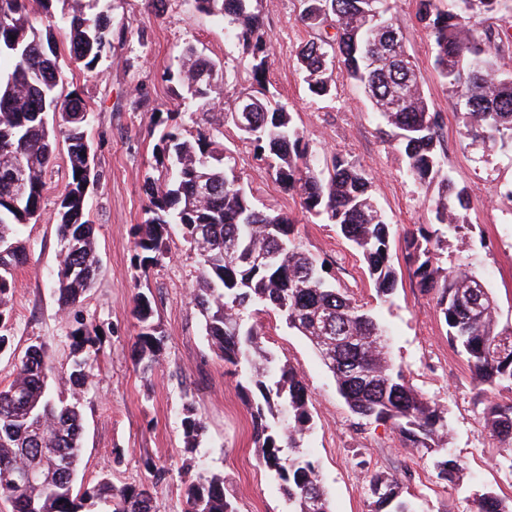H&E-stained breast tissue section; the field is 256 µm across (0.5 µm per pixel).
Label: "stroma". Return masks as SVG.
Here are the masks:
<instances>
[{"label": "stroma", "mask_w": 512, "mask_h": 512, "mask_svg": "<svg viewBox=\"0 0 512 512\" xmlns=\"http://www.w3.org/2000/svg\"><path fill=\"white\" fill-rule=\"evenodd\" d=\"M396 18L420 76L429 108L441 124V158L449 175L467 186L471 205L472 269L493 289L502 323H512V149L489 151L463 135L461 116L434 69V45L416 18V0H396ZM270 34L269 89L287 103L309 146L323 163L340 153L372 177L374 195L400 236L393 253L399 275L396 292L380 301L360 255L335 225L306 214L298 196L277 182L250 142L224 121L223 108L194 103L170 81L186 45L214 60L223 99L251 85V67L224 36V20L197 12L191 0H111L112 52L91 69L64 65L65 90L78 91L93 109L88 138L96 155V177L87 194L94 225L99 271L85 298L62 311L52 286L61 244L52 217L69 180L65 146L46 175L41 217L26 224L20 238L25 260L14 273L9 317L0 332L13 350L0 356V388L12 381L26 349L43 345L55 376L71 361L70 334L76 321L95 327L99 353L90 388L82 393L83 453L79 478L108 475L115 485L152 487V512H183L192 473L218 475L238 512H290L277 480L258 461L250 411L237 384L240 376L208 342L191 293L199 280L197 256L172 230L162 262L140 268L134 241L146 219L145 186L163 183L156 146L169 131L191 141L206 136L224 149V160L255 204L290 215L295 234L337 288L371 309L385 326L393 359L413 385L439 403L452 430L449 452L464 470L454 482L439 479L433 454L406 447L391 423L355 416L336 391L332 376L311 343L288 329L276 314L254 315L267 347L294 365L310 396L313 423L303 444L319 467L332 512H370L367 473L398 476L405 497L422 512H474L475 499L492 490L512 500V471L500 462V444L484 427L490 403L512 393L486 390L465 358L450 344L433 295L421 292L405 262L402 231L435 229V189L415 182L394 142L384 137L363 89L334 70L332 95L311 94L297 62L309 38L299 22V0H262ZM151 297L154 322L165 337L160 364L144 376L133 346L139 331L133 315L138 293ZM193 406L205 431L193 455L184 451L181 417Z\"/></svg>", "instance_id": "stroma-1"}]
</instances>
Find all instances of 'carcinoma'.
<instances>
[{
    "label": "carcinoma",
    "instance_id": "carcinoma-1",
    "mask_svg": "<svg viewBox=\"0 0 512 512\" xmlns=\"http://www.w3.org/2000/svg\"><path fill=\"white\" fill-rule=\"evenodd\" d=\"M55 0H0V172L23 164L30 185L25 197L8 201L10 183L0 178V240L16 245L0 257V322L8 316L7 298L14 271L24 260L19 246L22 227L41 217L46 175L55 144L67 145L70 181L55 216L63 243L53 278L62 309L81 301L98 270L94 226L87 219L86 196L73 194L76 179H88L85 150L91 147L87 127L92 109L80 94H65L53 30L62 24L69 34V59L93 68L112 50L114 32L110 0H91L93 11L77 7L56 14ZM197 11L224 17L229 41L251 58L254 86L247 92L261 103L253 132L240 135L254 144L276 181L295 192L302 209L334 224L357 248L377 295L385 299L398 285L392 246L397 234L375 204L372 181L361 166L341 154L319 166L288 105L266 88L271 60L267 27L258 0H193ZM299 20L313 31L300 48L298 62L311 93H333V65L359 84L378 117L391 128L409 174L422 185L437 188L436 218L440 228L406 237V260L418 288L434 295L448 341L467 361L478 382L491 390H512V324L503 325L497 299L470 268V225L460 222L470 197L444 171L438 150L439 122L429 109L420 77L411 68L385 56L398 45L407 53L404 34L395 22L393 0H383L382 25L365 27L369 0H300ZM511 12L508 0H417L416 17L433 37L434 68L465 118L464 134L488 148L512 147V43L472 19ZM170 79L194 100L221 95L216 65L186 48L182 67ZM414 90L398 108L387 110V98L407 86ZM157 164L168 184H147L148 218L135 247L144 261L157 264L168 254L171 225L196 251L200 266L192 301L204 320L208 341L224 363L241 372L238 388L251 410L254 444L267 471L281 483L293 512H332L317 467L306 458L301 441L312 413L299 372L277 362L249 323V311L277 312L288 328L305 336L316 351L327 343L333 353L325 364L337 391L353 414L364 420L390 422L409 448L442 454L438 477L452 482L464 462L448 452V421L439 404L424 397L395 364L388 344L377 343L385 330L374 314L352 301L322 275L323 268L294 235V220L284 213L258 208L235 176L224 167L216 143L194 142L169 133L161 139ZM204 176L211 192L200 196L196 179ZM452 235L458 242L457 263L440 266ZM266 251L274 255L267 269L253 270L238 254ZM134 313L142 331L134 343L136 364L144 374L159 365L164 336L153 321L145 294L136 297ZM74 359L64 384L72 391L87 387L98 336L83 325L71 333ZM184 450L198 448L205 427L192 406L183 408ZM486 428L506 446L503 460L512 468V401L488 407ZM83 416L77 398L59 391L42 346L31 345L13 380L0 389V498L13 512H151V493L144 486L117 487L107 477L93 484L77 483L82 450ZM41 475L34 483L17 482L20 472ZM368 487L372 512H417L402 498L403 485L391 475L372 474ZM476 512H512L493 491L476 498ZM185 512H238L224 480L198 476L186 488Z\"/></svg>",
    "mask_w": 512,
    "mask_h": 512
}]
</instances>
